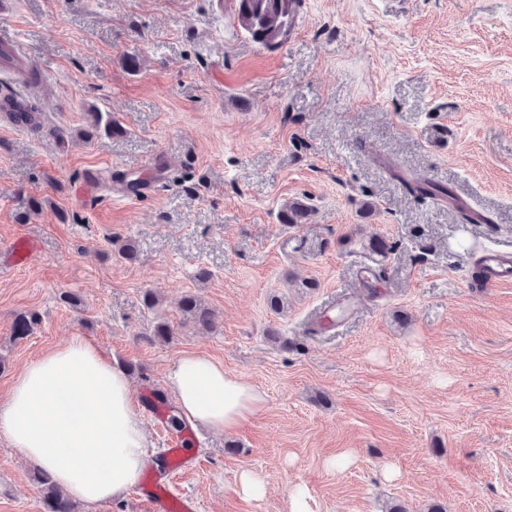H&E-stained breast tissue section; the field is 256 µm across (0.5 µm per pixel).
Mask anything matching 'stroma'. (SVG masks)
Instances as JSON below:
<instances>
[{"mask_svg": "<svg viewBox=\"0 0 512 512\" xmlns=\"http://www.w3.org/2000/svg\"><path fill=\"white\" fill-rule=\"evenodd\" d=\"M0 19L46 76L36 131L0 113V243L39 248L0 267V396L85 337L127 371L152 460L165 445L142 390L176 407L169 370L205 354L266 403L233 431L194 432L173 490L197 512H288L297 487L312 512H512V286H469L484 249L512 251V0H300L276 48L233 0H15ZM94 112L124 134L84 137ZM159 166L167 180L115 196L114 180ZM417 180L487 223L412 193ZM294 199L309 223H281ZM374 236L387 257L363 249ZM187 294L213 329L183 314ZM340 299L353 314L315 327ZM23 312L40 322L17 340ZM245 471L264 498L241 495ZM36 474L0 434V512H45ZM38 254L37 243L27 236H17L9 246L8 259L13 267L32 265Z\"/></svg>", "mask_w": 512, "mask_h": 512, "instance_id": "1", "label": "stroma"}]
</instances>
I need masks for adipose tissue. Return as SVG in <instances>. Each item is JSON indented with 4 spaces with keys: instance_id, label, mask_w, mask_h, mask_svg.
Wrapping results in <instances>:
<instances>
[{
    "instance_id": "ef3b65f1",
    "label": "adipose tissue",
    "mask_w": 512,
    "mask_h": 512,
    "mask_svg": "<svg viewBox=\"0 0 512 512\" xmlns=\"http://www.w3.org/2000/svg\"><path fill=\"white\" fill-rule=\"evenodd\" d=\"M180 415L194 426L230 431L265 404L255 385L196 354L167 376ZM130 381L87 339L75 336L18 374L0 398V433L72 498L111 499L145 467L147 435L130 402Z\"/></svg>"
}]
</instances>
